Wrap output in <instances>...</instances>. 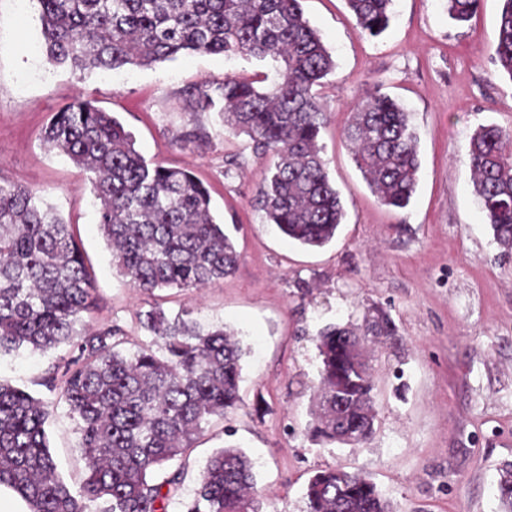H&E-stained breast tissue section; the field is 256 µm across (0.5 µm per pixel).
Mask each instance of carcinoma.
Instances as JSON below:
<instances>
[{
  "mask_svg": "<svg viewBox=\"0 0 512 512\" xmlns=\"http://www.w3.org/2000/svg\"><path fill=\"white\" fill-rule=\"evenodd\" d=\"M48 64L84 77L97 70L150 66L178 54L269 59L273 70L225 77L218 94L193 93L196 107L221 104L224 126L245 134L274 166L255 205L288 240L330 242L344 211L317 139L326 117L317 88L335 62L304 17L303 0H37ZM394 0H347L359 28L376 37L391 21ZM481 0H447L449 17L466 23ZM512 80V0H501L495 46ZM353 159L381 205L403 209L420 168L410 113L387 95L351 113ZM45 145L89 173L98 226L117 272L143 294L203 288L234 273L240 254L210 211V195L192 172L150 163L111 113L77 98L53 115ZM469 166L495 241L512 252V131L480 127ZM95 304L89 266L73 225L31 188L0 183V354L67 347L43 385L79 420L85 479L74 492L49 449L48 403L0 382V486L18 493L29 512H166L179 475L154 476L188 453L211 418L240 403L245 355L235 332H207L151 306L141 324L152 346L122 349L125 331L110 323L90 332ZM400 340L383 308L359 325L321 328L315 346L320 379L311 398L316 443L357 446L375 432L376 399L367 342ZM308 512H390L365 474L328 469L307 485ZM499 512H512V461L498 467ZM181 512H260L251 459L237 446L206 462L193 499Z\"/></svg>",
  "mask_w": 512,
  "mask_h": 512,
  "instance_id": "obj_1",
  "label": "carcinoma"
}]
</instances>
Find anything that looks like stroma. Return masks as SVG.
Instances as JSON below:
<instances>
[{
  "mask_svg": "<svg viewBox=\"0 0 512 512\" xmlns=\"http://www.w3.org/2000/svg\"><path fill=\"white\" fill-rule=\"evenodd\" d=\"M336 67L319 90L327 122L321 156L345 219L322 248L288 241L254 205L273 164L224 115L196 108L190 94L225 77L266 71L251 57L181 54L149 67L87 77L48 66L37 0H0V179L26 185L73 224L90 265L94 324L118 323L132 353L150 345L139 315L157 304L188 312L201 330L227 326L248 354L241 403L212 419L187 456L167 512L193 495L204 463L234 444L253 461L262 512H307L305 488L318 471L368 475L392 512H498L497 468L512 461V253L486 224L468 164L483 125L512 130V80L494 60L499 0H481L456 25L446 0H394L388 29L362 33L346 0H303ZM379 92L400 101L418 137L417 190L403 209L382 206L346 138L359 102ZM82 96L112 113L152 163L184 168L208 187L217 222L240 253L234 274L201 290L140 294L112 265L92 185L42 136L65 103ZM235 167H226L228 159ZM383 307L401 342L369 347L377 420L362 446L317 444L306 435L320 360L312 341L329 323L357 324ZM60 351L0 356V380L50 399L46 425L58 470L79 488L84 462L78 422L42 381ZM263 412H256V405Z\"/></svg>",
  "mask_w": 512,
  "mask_h": 512,
  "instance_id": "1",
  "label": "stroma"
}]
</instances>
